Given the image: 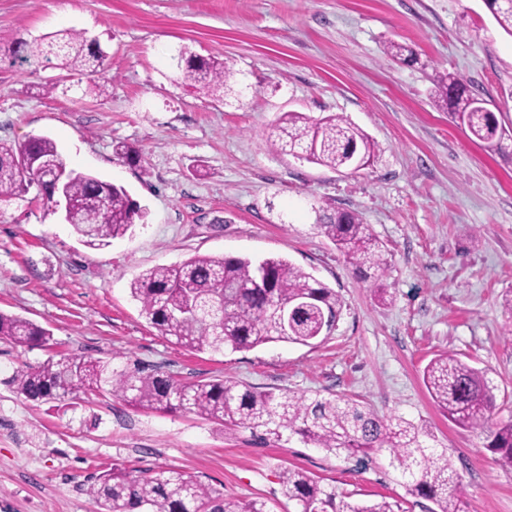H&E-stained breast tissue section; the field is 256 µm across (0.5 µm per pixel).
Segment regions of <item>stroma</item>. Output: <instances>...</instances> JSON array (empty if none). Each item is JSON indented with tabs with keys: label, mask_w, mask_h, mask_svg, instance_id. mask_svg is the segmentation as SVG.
<instances>
[{
	"label": "stroma",
	"mask_w": 512,
	"mask_h": 512,
	"mask_svg": "<svg viewBox=\"0 0 512 512\" xmlns=\"http://www.w3.org/2000/svg\"><path fill=\"white\" fill-rule=\"evenodd\" d=\"M70 29L106 54L95 75L15 59L17 41ZM395 41L416 63L387 57ZM226 61L234 91L205 96L173 74L180 48ZM469 85L512 127V37L483 0H0V141L53 139L68 168L125 187L145 209L131 233L93 249L37 189L0 204V311L53 335L29 349L0 338V512H99L87 477L168 467L225 496L294 512L280 476L300 468L344 500L407 494L386 454L362 464L296 436L259 441L192 413L142 410L88 395L72 407L33 403L6 380L56 353L160 365L182 384L232 379L259 389L336 394L425 424L463 480L465 512H512V469L482 433L433 405L423 370L443 353L487 370L495 419L512 416V141H473L431 93L435 72ZM347 116L378 145L372 166L337 172L277 152L282 113ZM124 143L143 161L116 155ZM360 213L387 269L363 277L316 224ZM280 256L334 288L335 330L305 346L197 352L140 313L133 279L194 255Z\"/></svg>",
	"instance_id": "obj_1"
}]
</instances>
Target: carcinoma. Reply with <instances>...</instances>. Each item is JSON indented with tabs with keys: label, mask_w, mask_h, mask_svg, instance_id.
<instances>
[{
	"label": "carcinoma",
	"mask_w": 512,
	"mask_h": 512,
	"mask_svg": "<svg viewBox=\"0 0 512 512\" xmlns=\"http://www.w3.org/2000/svg\"><path fill=\"white\" fill-rule=\"evenodd\" d=\"M497 26L512 37V0H484ZM13 55L28 60L56 61L68 72H96L104 59L100 46L71 30L22 40ZM384 54L406 63L416 61L406 45L389 42ZM172 68L209 92L224 96L233 73L217 59H205L188 48L170 57ZM433 105L449 112L472 136L494 150L512 140L491 112L481 109L474 91L450 73H436ZM272 134L280 152L333 170L364 168L375 158L377 145L341 114L313 119L285 112ZM26 155L36 165L23 167ZM63 175L71 206L66 222L81 242L101 248L125 236L144 212L121 185L91 173L67 168L55 142L43 135L23 144L0 142V202L22 196L34 184L45 186L41 170ZM321 232L360 273L384 271L382 243L362 216L337 209L320 214ZM141 314L161 334L195 351L221 353L251 350L271 342L312 345L326 339L336 326L342 302L336 291L283 257L253 261L247 257L194 255L178 265L156 266L130 284ZM0 336L19 345L45 344L51 333L19 317L0 313ZM423 381L435 406L448 421L486 434V448L512 468V419L487 427L496 409L495 385L487 372L452 353L432 359ZM8 383L24 399L37 403L65 402L82 394L103 395L136 408L194 413L226 428L280 440L284 433L346 459L387 451L390 466L413 496L432 501L430 512H465L461 477L436 436L423 424L402 416L383 418L369 406L346 396H291L255 387L240 388L229 379L180 384L154 365L115 368L95 358H49L22 363ZM283 495L297 512H395L383 500L370 505L337 499L301 469L281 474ZM86 492L100 512H267L262 502L224 496L195 476L171 468L132 472L109 471L90 476Z\"/></svg>",
	"instance_id": "carcinoma-1"
}]
</instances>
